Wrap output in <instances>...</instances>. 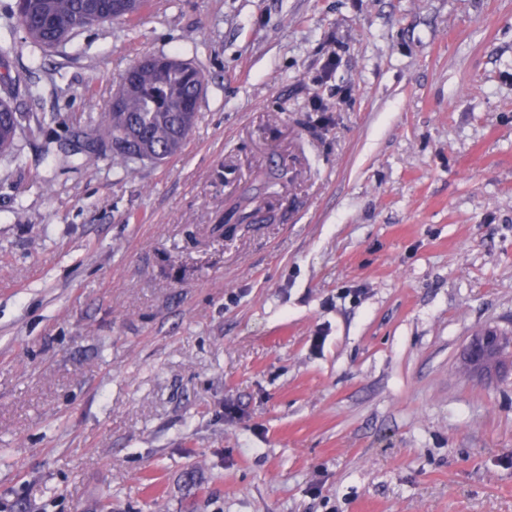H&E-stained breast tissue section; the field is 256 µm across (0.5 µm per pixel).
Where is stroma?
Wrapping results in <instances>:
<instances>
[{"mask_svg": "<svg viewBox=\"0 0 512 512\" xmlns=\"http://www.w3.org/2000/svg\"><path fill=\"white\" fill-rule=\"evenodd\" d=\"M160 55L196 124L127 173ZM8 75L0 512H512V376L460 364L512 333V0H149ZM128 74L115 95L121 98L120 107L112 108L113 96L93 131L96 141L112 146V163L127 173L135 160L161 161L182 149L203 92L201 73L175 57L141 59ZM11 85L0 96V153L15 151L16 159H21V153L15 148L17 135L24 118L22 112H18L14 106L15 95L23 92L24 95L32 96V89L20 80H8Z\"/></svg>", "mask_w": 512, "mask_h": 512, "instance_id": "1", "label": "stroma"}]
</instances>
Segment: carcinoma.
Segmentation results:
<instances>
[{
	"instance_id": "carcinoma-1",
	"label": "carcinoma",
	"mask_w": 512,
	"mask_h": 512,
	"mask_svg": "<svg viewBox=\"0 0 512 512\" xmlns=\"http://www.w3.org/2000/svg\"><path fill=\"white\" fill-rule=\"evenodd\" d=\"M145 0H16L17 25L0 38V52L16 40L34 49L54 47L77 29L129 21ZM120 84L121 105L107 107L94 128L95 139L112 146V163L130 170L135 160L161 161L177 154L191 133L203 92L201 73L189 62L164 56L153 62L137 61ZM0 96V153L15 152L24 118L14 106L15 95L32 89L19 80Z\"/></svg>"
}]
</instances>
